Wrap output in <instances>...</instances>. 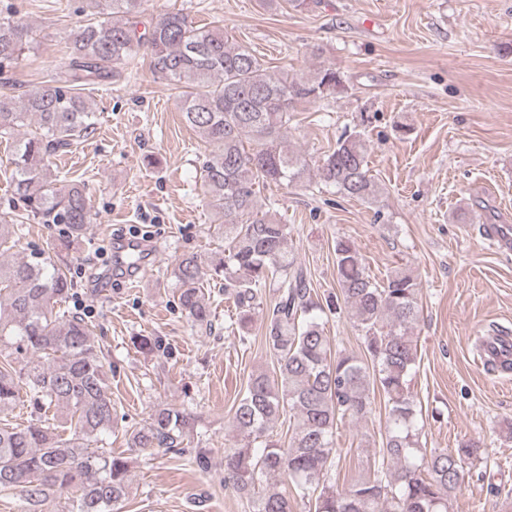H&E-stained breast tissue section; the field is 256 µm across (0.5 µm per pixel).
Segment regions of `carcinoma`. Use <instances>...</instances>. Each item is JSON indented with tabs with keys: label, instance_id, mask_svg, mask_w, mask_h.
<instances>
[{
	"label": "carcinoma",
	"instance_id": "cac0c4a2",
	"mask_svg": "<svg viewBox=\"0 0 512 512\" xmlns=\"http://www.w3.org/2000/svg\"><path fill=\"white\" fill-rule=\"evenodd\" d=\"M143 0H87L84 23L70 35L71 52L53 84L0 94V139L30 126L15 147L11 177L15 214L0 216V412L21 395L35 418L0 422V492H19L25 512H44L53 498L64 512H116L129 493L128 462L100 446L112 431V397L103 352L91 325L57 305L73 282L48 251L16 262L2 260L18 243L17 222L64 224L77 238L91 223L84 186L57 183L46 167L88 137L94 110L79 92L124 78L150 51L154 75L180 89L184 122L201 136L206 154L200 179L224 249L203 261L182 256L173 271L178 301L197 325L212 324L203 283L221 279L248 327L262 292L276 300L265 312V344L273 374L249 376L235 406V444L224 450V488L246 499L252 512H448L469 465L486 459L473 441L453 449L420 445L417 404L409 382L418 363L419 287L405 270L378 282L349 240L336 243L338 294L322 304L288 250V225L275 202L261 201L260 184H303L307 159L290 148L286 131L295 107L348 93L332 67L288 75L272 72L254 51L229 42L224 28L199 27L180 10L138 31ZM27 32L0 17V73L24 58ZM255 144L245 148V140ZM367 142L351 132L339 138L317 168L341 194L373 203L379 186L367 168ZM350 309L361 332L363 356L332 352L327 313ZM385 406L384 439L369 472L340 487L329 469L339 455V425ZM288 416L287 440L273 428ZM193 428L182 408L167 405L128 433L130 447H180ZM69 431L63 437L61 431ZM287 488L260 491L271 478Z\"/></svg>",
	"mask_w": 512,
	"mask_h": 512
}]
</instances>
